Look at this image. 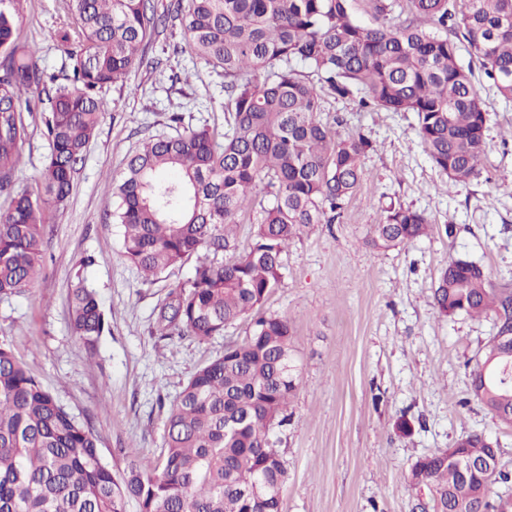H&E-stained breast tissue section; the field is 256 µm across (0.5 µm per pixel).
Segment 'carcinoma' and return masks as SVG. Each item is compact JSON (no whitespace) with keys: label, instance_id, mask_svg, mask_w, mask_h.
I'll list each match as a JSON object with an SVG mask.
<instances>
[{"label":"carcinoma","instance_id":"carcinoma-1","mask_svg":"<svg viewBox=\"0 0 512 512\" xmlns=\"http://www.w3.org/2000/svg\"><path fill=\"white\" fill-rule=\"evenodd\" d=\"M24 0H0V298L25 294L43 270L53 209L69 197L107 106L100 92L122 85L140 51L166 20L179 22L192 54L224 75L223 140L203 124L140 142L119 178L107 177L112 220L126 259L144 281L204 251L192 276L157 308L164 337L220 336L250 316L253 329L208 360L170 403L155 461L129 455L117 479L95 435L0 341V512H281V499L251 492L260 479L283 488L286 471L274 428L297 386L293 328L262 312L283 276L290 243L313 224H332L363 181L377 149L361 133L323 123V91L359 97L371 110L412 112L435 168L454 187L479 175L487 110L460 62L459 44L480 57L496 93L512 101V0H371L374 23L351 0H66L57 32L67 47L59 73L40 67L20 36ZM306 71L299 72L293 64ZM43 112L48 154L32 190L12 191L29 136L24 113ZM259 206L252 243L238 252L236 224L246 200ZM428 218L390 204L371 225L375 249L406 247ZM230 253L227 262L217 257ZM439 315L489 318L493 334L469 371L473 398L512 426V290L490 287L484 268L452 258L433 291ZM70 329L89 354L108 329L97 293L78 279ZM411 467V486L431 487L432 512H512L498 440L471 432Z\"/></svg>","mask_w":512,"mask_h":512}]
</instances>
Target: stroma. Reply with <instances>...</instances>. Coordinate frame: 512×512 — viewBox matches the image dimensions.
<instances>
[{"label": "stroma", "instance_id": "35a3bbf8", "mask_svg": "<svg viewBox=\"0 0 512 512\" xmlns=\"http://www.w3.org/2000/svg\"><path fill=\"white\" fill-rule=\"evenodd\" d=\"M64 17V0H26L20 35L35 40L39 64L52 72L65 58L55 37ZM460 59L474 65L489 113L480 175L463 188H449L432 166L412 113L324 99V123L362 133L378 149L365 157L363 183L336 223L312 225L290 244L281 283L263 306L290 320L299 365L288 420L275 430L287 470L283 512H421L409 468L475 431L497 438L512 476V427L473 399L466 376L492 322L443 318L432 303L441 269L458 255L483 266L494 287L512 289V104L488 87L468 45ZM101 95L107 111L67 203L52 214L42 275L25 295L0 299V340L92 428L119 477L128 454L154 460L171 401L226 343L249 336L252 322L203 342L160 338L155 311L193 264L144 282L123 255L122 227L110 219L114 200L104 188L142 139L168 131L171 113H182L188 126L225 129L223 76L190 53L180 27L169 26L147 44L126 83ZM26 120L30 136L12 176L18 191L34 187L48 151L43 114ZM391 203L424 211L430 231L406 248L373 249L367 230ZM87 254L95 264L79 269ZM80 272L108 318L92 359L69 329V292ZM403 420L409 432L398 430Z\"/></svg>", "mask_w": 512, "mask_h": 512}]
</instances>
